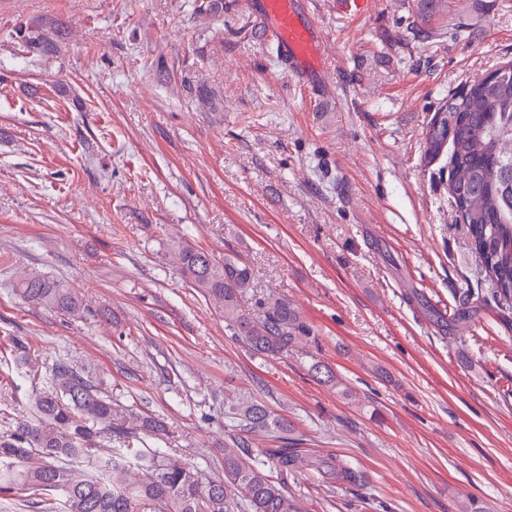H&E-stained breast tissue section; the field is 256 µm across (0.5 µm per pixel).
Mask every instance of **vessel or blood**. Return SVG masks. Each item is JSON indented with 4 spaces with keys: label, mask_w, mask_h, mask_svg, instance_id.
<instances>
[{
    "label": "vessel or blood",
    "mask_w": 512,
    "mask_h": 512,
    "mask_svg": "<svg viewBox=\"0 0 512 512\" xmlns=\"http://www.w3.org/2000/svg\"><path fill=\"white\" fill-rule=\"evenodd\" d=\"M249 14L259 20L262 37L274 44L284 73L312 91H322L325 36L303 0H249Z\"/></svg>",
    "instance_id": "b4317fda"
}]
</instances>
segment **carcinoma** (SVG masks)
I'll return each mask as SVG.
<instances>
[{
  "label": "carcinoma",
  "instance_id": "obj_1",
  "mask_svg": "<svg viewBox=\"0 0 512 512\" xmlns=\"http://www.w3.org/2000/svg\"><path fill=\"white\" fill-rule=\"evenodd\" d=\"M422 155L428 162L448 159L449 193L470 249L478 258L494 299L512 301V64L475 81L457 99L434 113L426 127ZM179 271L191 287L224 309V327L255 354L279 356L316 337L283 295L256 300L258 315L241 304L253 287V271L238 256L218 257L195 244L176 246ZM17 291L27 303L77 319L84 305L77 291L31 273ZM473 290L463 288L450 326L469 331ZM226 414L244 433L288 434V421L261 401L246 398ZM131 414L114 403L90 376L58 363L47 388L29 399V418L15 419L0 436V494L15 490L41 496L47 512H300L285 478L304 464L331 479L355 483L359 475L327 457L305 461L293 448H271L253 457L248 440L224 443V479L204 482L188 463L159 450L139 448L140 433L159 434L163 425ZM109 435L122 440L112 454L95 455L90 442ZM43 460L29 465L33 454ZM82 459L87 467L71 461Z\"/></svg>",
  "mask_w": 512,
  "mask_h": 512
}]
</instances>
